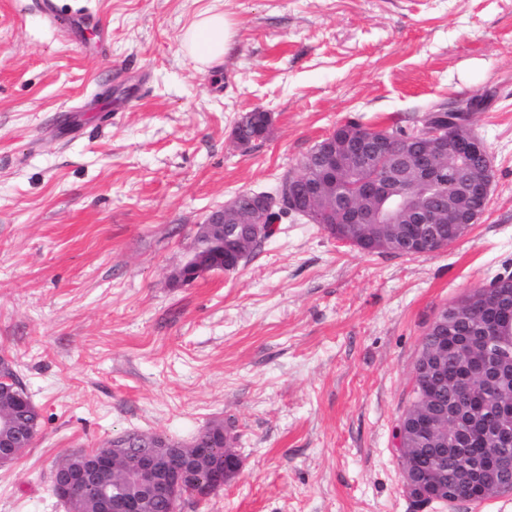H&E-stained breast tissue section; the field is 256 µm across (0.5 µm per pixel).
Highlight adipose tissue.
<instances>
[{"label":"adipose tissue","mask_w":512,"mask_h":512,"mask_svg":"<svg viewBox=\"0 0 512 512\" xmlns=\"http://www.w3.org/2000/svg\"><path fill=\"white\" fill-rule=\"evenodd\" d=\"M235 32L219 6H212L194 21L183 39L190 55L203 65L220 61L235 45Z\"/></svg>","instance_id":"ef3b65f1"}]
</instances>
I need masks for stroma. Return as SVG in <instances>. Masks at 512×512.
<instances>
[{"label":"stroma","instance_id":"1","mask_svg":"<svg viewBox=\"0 0 512 512\" xmlns=\"http://www.w3.org/2000/svg\"><path fill=\"white\" fill-rule=\"evenodd\" d=\"M38 2L0 0V355L41 414L0 512H66L71 453L217 422L239 472L178 512H417L392 448L423 335L512 271V0H223L237 44L208 67L181 36L213 0ZM475 98L491 194L446 249L367 254L286 219L235 272L175 281L213 209L337 126ZM254 110L272 123L243 150Z\"/></svg>","mask_w":512,"mask_h":512}]
</instances>
